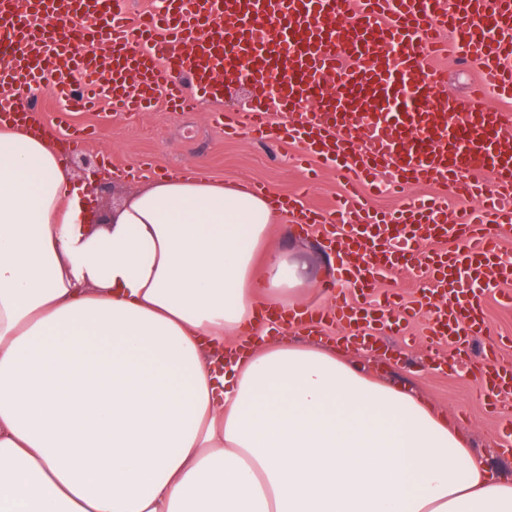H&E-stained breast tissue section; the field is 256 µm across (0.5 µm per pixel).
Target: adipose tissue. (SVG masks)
I'll return each instance as SVG.
<instances>
[{
  "instance_id": "1",
  "label": "adipose tissue",
  "mask_w": 512,
  "mask_h": 512,
  "mask_svg": "<svg viewBox=\"0 0 512 512\" xmlns=\"http://www.w3.org/2000/svg\"><path fill=\"white\" fill-rule=\"evenodd\" d=\"M46 138L0 128V512H512L445 412L328 340L273 209L201 177L105 221Z\"/></svg>"
}]
</instances>
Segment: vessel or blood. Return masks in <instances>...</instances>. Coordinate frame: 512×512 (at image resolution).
<instances>
[{"instance_id": "b4317fda", "label": "vessel or blood", "mask_w": 512, "mask_h": 512, "mask_svg": "<svg viewBox=\"0 0 512 512\" xmlns=\"http://www.w3.org/2000/svg\"><path fill=\"white\" fill-rule=\"evenodd\" d=\"M454 46L480 78L461 101L448 95L434 57ZM0 121H25L15 93L46 86L69 112L110 100L113 110L195 108L198 98L252 92L232 113L216 112L225 134L248 133L301 145L306 157L366 180L393 185L438 181L466 202L456 222L446 206L413 201L393 212L360 204L322 213L298 195H274V210L299 224L336 226L339 252L357 251L354 293L316 310V322L352 323L365 331L401 322L384 302L364 313L368 291L400 267L428 268L433 295L426 336L448 342L449 366L468 358L487 333L483 299L512 281L499 265L500 239L490 223L512 216V112L488 95L512 100V0H168L166 10L132 13L128 0H0ZM497 182L487 189L477 176ZM452 238L458 246L435 249ZM432 251H423V243ZM501 383L483 390L490 406L512 399V364L489 350L483 359Z\"/></svg>"}]
</instances>
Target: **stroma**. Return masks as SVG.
Segmentation results:
<instances>
[{
    "instance_id": "obj_1",
    "label": "stroma",
    "mask_w": 512,
    "mask_h": 512,
    "mask_svg": "<svg viewBox=\"0 0 512 512\" xmlns=\"http://www.w3.org/2000/svg\"><path fill=\"white\" fill-rule=\"evenodd\" d=\"M224 99L200 101L192 112H169L164 106L138 115H116L108 106L79 112L74 126L94 127L96 135L87 143L65 146L61 157L77 185L99 181L97 204L109 214L145 183L133 177L145 159H153L157 176L170 175L173 168L197 167L209 177L225 182H259L271 191L289 195L310 185L309 204L325 210L336 208L349 195L363 199L369 207L388 211L399 204L397 196L376 194L359 180H346L340 173L324 169L319 161L302 165V150L287 141H255L248 135L225 136L211 125V113L224 107ZM268 246L298 262L306 274L310 303H320V290L336 273L339 261L327 238V227H309L278 217ZM485 316L491 337H475L473 357H480L489 338L501 340L500 355L512 360V307L501 304L497 294H488ZM427 318L416 315L400 331L383 330L373 352L371 366L388 381L412 388L420 397L445 410L452 421L469 432L477 451L488 452L496 472L512 477V452L488 450L489 439L500 438L512 426V401L489 409L480 394L482 378L465 371L447 369V343L432 344L426 337Z\"/></svg>"
}]
</instances>
